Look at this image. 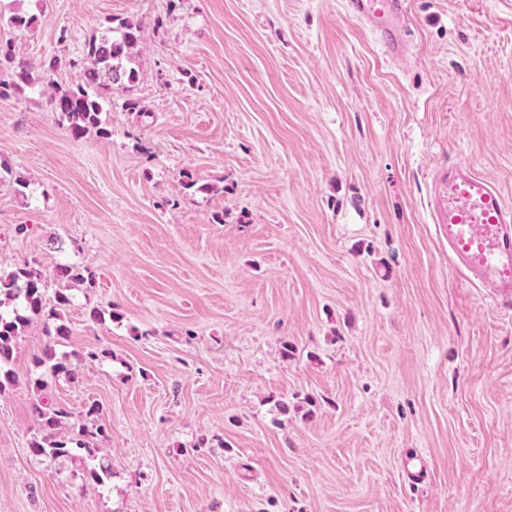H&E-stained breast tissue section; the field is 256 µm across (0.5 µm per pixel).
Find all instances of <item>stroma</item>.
<instances>
[{"label": "stroma", "instance_id": "1", "mask_svg": "<svg viewBox=\"0 0 512 512\" xmlns=\"http://www.w3.org/2000/svg\"><path fill=\"white\" fill-rule=\"evenodd\" d=\"M407 2L388 59L342 0H15L34 23L0 42L32 85L0 97V269L94 271L64 351L106 356L45 394L101 406L112 476L79 489L27 446L35 318L0 512H512V306L427 208L458 160L512 205V5ZM114 18L143 26L141 81L72 138L50 97Z\"/></svg>", "mask_w": 512, "mask_h": 512}]
</instances>
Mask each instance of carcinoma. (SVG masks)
I'll return each instance as SVG.
<instances>
[{"label": "carcinoma", "mask_w": 512, "mask_h": 512, "mask_svg": "<svg viewBox=\"0 0 512 512\" xmlns=\"http://www.w3.org/2000/svg\"><path fill=\"white\" fill-rule=\"evenodd\" d=\"M142 27L127 18H116L100 35L87 41L85 62L80 83L58 89L53 98V111L68 133L75 139L102 127V112L108 92L113 88L129 90L140 80L135 67ZM13 71L19 81L0 79V96L9 90H22L30 84L28 73L16 66L11 42L0 43V74ZM55 288H48L43 272L26 262L11 270L0 271V392L16 385V374L10 365L21 333L37 315L43 322L45 335L57 345L68 341L70 330L63 322V313L73 303V285L92 286L94 272L75 270L65 263L55 265L52 273ZM44 374L76 378L75 365L67 356L59 357L52 348L34 359ZM39 431L28 443L30 451L51 463L74 464L71 476L85 485H102L112 475L100 443L109 438L106 426L99 423L102 408L96 403L85 406L80 419L72 421L73 413L65 406L42 398L34 407Z\"/></svg>", "instance_id": "obj_1"}]
</instances>
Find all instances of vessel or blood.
<instances>
[{
    "label": "vessel or blood",
    "instance_id": "b4317fda",
    "mask_svg": "<svg viewBox=\"0 0 512 512\" xmlns=\"http://www.w3.org/2000/svg\"><path fill=\"white\" fill-rule=\"evenodd\" d=\"M343 7L379 38L387 56L406 53L405 0H343ZM427 191L432 222L448 245L451 265L468 283L487 288L496 301L512 303V206L463 161L431 172Z\"/></svg>",
    "mask_w": 512,
    "mask_h": 512
}]
</instances>
